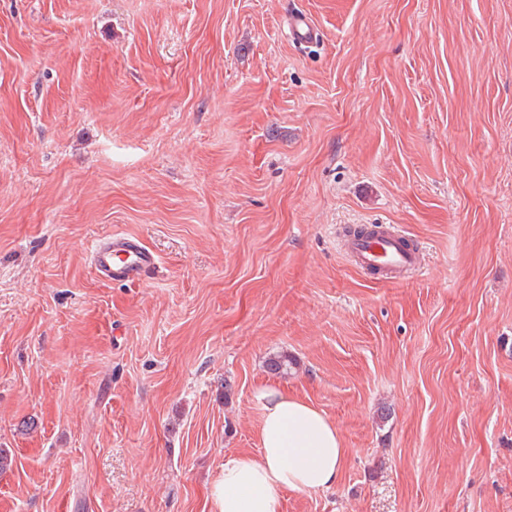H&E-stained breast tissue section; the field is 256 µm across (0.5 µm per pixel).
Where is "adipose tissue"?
<instances>
[{
  "instance_id": "adipose-tissue-1",
  "label": "adipose tissue",
  "mask_w": 512,
  "mask_h": 512,
  "mask_svg": "<svg viewBox=\"0 0 512 512\" xmlns=\"http://www.w3.org/2000/svg\"><path fill=\"white\" fill-rule=\"evenodd\" d=\"M260 454L228 456L213 491L217 512H281L289 491L332 489L347 450L335 424L305 401L287 392L263 388Z\"/></svg>"
}]
</instances>
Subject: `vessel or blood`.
Instances as JSON below:
<instances>
[{
	"mask_svg": "<svg viewBox=\"0 0 512 512\" xmlns=\"http://www.w3.org/2000/svg\"><path fill=\"white\" fill-rule=\"evenodd\" d=\"M288 32L292 42L301 46L312 44L318 39L312 22L303 14L289 16ZM344 250L360 269L370 273L412 274L419 272L425 265L424 252L406 244L401 234L391 231L347 238ZM91 262L103 279L123 283L139 279L156 266L157 259L137 239L114 234L92 247Z\"/></svg>",
	"mask_w": 512,
	"mask_h": 512,
	"instance_id": "obj_1",
	"label": "vessel or blood"
}]
</instances>
